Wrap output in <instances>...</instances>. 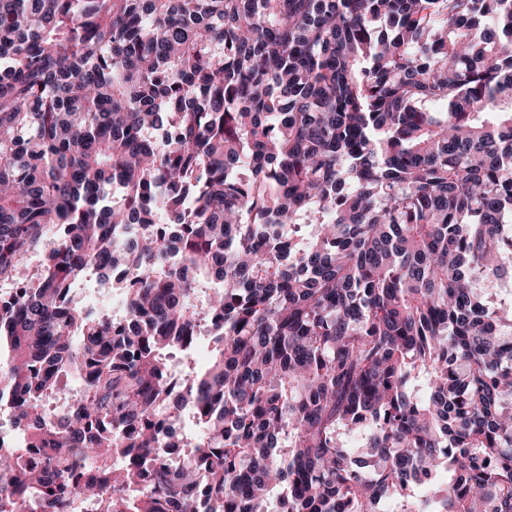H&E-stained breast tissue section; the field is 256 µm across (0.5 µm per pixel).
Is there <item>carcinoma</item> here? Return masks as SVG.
I'll return each instance as SVG.
<instances>
[{
  "instance_id": "cac0c4a2",
  "label": "carcinoma",
  "mask_w": 512,
  "mask_h": 512,
  "mask_svg": "<svg viewBox=\"0 0 512 512\" xmlns=\"http://www.w3.org/2000/svg\"><path fill=\"white\" fill-rule=\"evenodd\" d=\"M507 279L512 0H0V512H512Z\"/></svg>"
}]
</instances>
